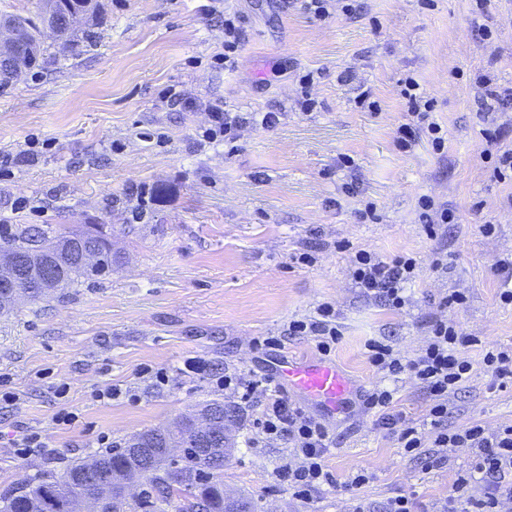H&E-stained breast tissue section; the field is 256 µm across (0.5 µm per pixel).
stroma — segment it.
Listing matches in <instances>:
<instances>
[{
    "instance_id": "1",
    "label": "stroma",
    "mask_w": 512,
    "mask_h": 512,
    "mask_svg": "<svg viewBox=\"0 0 512 512\" xmlns=\"http://www.w3.org/2000/svg\"><path fill=\"white\" fill-rule=\"evenodd\" d=\"M100 2L105 22L91 38L66 52L47 39L37 65L0 87V155L23 153L32 138L46 145L0 173V220L69 231L100 224L117 254L106 276L0 314V390L18 397L0 404V495L64 476L97 453L100 436L122 444L202 403L234 404L217 376L273 375L280 359L318 356L311 337L286 329L325 302L342 330L330 358L361 390L382 381L368 340L411 357L426 344L427 321L441 317L470 338L459 356L472 372L448 399L449 427L512 424V383L498 386L482 364L489 345L512 346V305L499 299L505 278L496 272L512 255V181L484 158L512 148V135L499 146L481 137L475 87L485 76L512 88V0H489L491 44L477 34L474 0H362L356 14L323 21L302 0ZM228 11L244 31L231 69L215 62ZM409 77L435 102L443 152L423 137L405 151L396 144ZM173 90L194 107L173 103ZM365 90L379 112L357 104ZM215 102L248 119L235 142L199 141ZM266 112L278 113L276 126L259 125ZM142 185L152 203L137 222ZM424 196L451 208L455 223L428 235ZM369 202L377 220L359 216ZM488 221L490 234L481 230ZM361 249L417 259L408 306L391 310L355 287ZM303 252L314 264L299 262ZM437 253L446 269L433 270ZM452 291L466 303L440 307ZM268 336L281 348H252ZM192 361L205 371H185ZM151 368L166 370L167 382L154 384ZM110 386L123 396L100 399ZM263 404L258 395L241 408L223 471L225 494L251 498L257 512H345L340 484L358 469L370 475L358 494L374 512L410 488L417 512H437L469 464L467 449L451 448L447 466L425 470L355 404L328 423L337 486L301 500L273 480L292 460L288 443H246ZM62 411L77 421L57 424ZM18 424L46 438L44 453L13 448Z\"/></svg>"
}]
</instances>
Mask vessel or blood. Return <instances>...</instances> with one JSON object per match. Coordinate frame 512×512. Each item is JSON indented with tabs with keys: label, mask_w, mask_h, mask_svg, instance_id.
Returning <instances> with one entry per match:
<instances>
[{
	"label": "vessel or blood",
	"mask_w": 512,
	"mask_h": 512,
	"mask_svg": "<svg viewBox=\"0 0 512 512\" xmlns=\"http://www.w3.org/2000/svg\"><path fill=\"white\" fill-rule=\"evenodd\" d=\"M280 374L289 391L312 402L328 418L342 412L353 393L350 379L330 360L288 358L283 360Z\"/></svg>",
	"instance_id": "1"
}]
</instances>
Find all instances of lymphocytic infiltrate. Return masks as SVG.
<instances>
[{
    "instance_id": "f902f5d3",
    "label": "lymphocytic infiltrate",
    "mask_w": 512,
    "mask_h": 512,
    "mask_svg": "<svg viewBox=\"0 0 512 512\" xmlns=\"http://www.w3.org/2000/svg\"><path fill=\"white\" fill-rule=\"evenodd\" d=\"M478 99L481 103L480 134L490 143L499 142L512 120L505 119L508 106L512 105V90H495L490 79L479 78ZM403 95L407 99L416 124L402 125L397 144L410 148L419 133H427L434 149L445 146L441 125L433 118L434 105L419 91L414 79H406ZM416 261L413 257L399 255L384 259L375 253L360 250L352 260V280L360 292L389 307L400 309L410 302L408 286L414 278ZM427 345L415 356L407 357L391 345L379 340L369 341L367 349L373 366L391 382L408 377L422 384L433 398L427 414L428 428H420L406 415L397 411L395 392L389 386H376L364 395L365 409L376 415V426L391 431L404 452L410 456H424L427 468L440 469L448 458L442 450L448 446L470 449L471 463L462 470L452 491L444 499L439 512H501L504 503H512V424L494 430L472 423L460 429L448 426V397L468 380L472 367L461 361L459 347L468 345L469 338L455 324L445 319H432L427 323ZM288 333L292 336L313 337L322 355H330L342 336L336 320V310L328 303L318 306L315 314L305 319L291 321ZM218 387L249 402L256 392H264L266 402L262 414L253 422L251 447L282 439L292 448L294 461L284 465L274 475L275 481L288 486L296 497L309 499L321 485L333 484L325 458L333 446L334 438L325 423L302 409L291 405L284 398L280 387L274 386L268 375H222ZM432 443L431 453H424L425 443Z\"/></svg>"
}]
</instances>
